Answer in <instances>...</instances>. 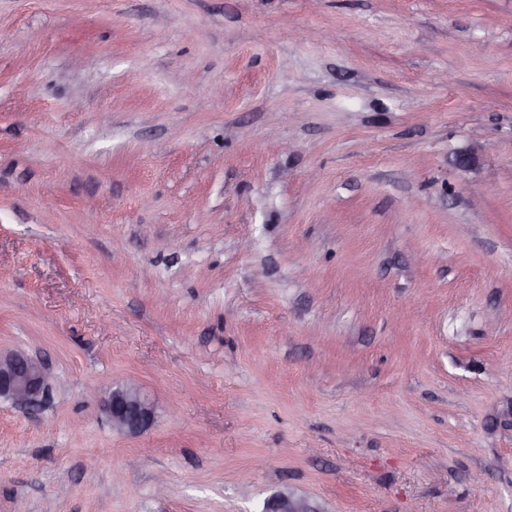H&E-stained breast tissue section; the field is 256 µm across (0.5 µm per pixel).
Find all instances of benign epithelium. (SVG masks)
I'll use <instances>...</instances> for the list:
<instances>
[{
  "instance_id": "benign-epithelium-1",
  "label": "benign epithelium",
  "mask_w": 512,
  "mask_h": 512,
  "mask_svg": "<svg viewBox=\"0 0 512 512\" xmlns=\"http://www.w3.org/2000/svg\"><path fill=\"white\" fill-rule=\"evenodd\" d=\"M51 375L36 357L24 352L0 354V399L18 407H34L45 401ZM112 429L137 435L149 429L155 418L154 406L136 383L113 389L103 404ZM267 512H319L308 500L290 491L277 492L267 504Z\"/></svg>"
}]
</instances>
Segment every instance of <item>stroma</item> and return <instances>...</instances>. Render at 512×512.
I'll list each match as a JSON object with an SVG mask.
<instances>
[{
    "mask_svg": "<svg viewBox=\"0 0 512 512\" xmlns=\"http://www.w3.org/2000/svg\"><path fill=\"white\" fill-rule=\"evenodd\" d=\"M0 351V512H512V0H0ZM51 375L36 357L24 352L0 354V399L18 407H34L45 401ZM112 429L122 434L137 435L149 429L155 418L154 406L136 383L113 389L103 404ZM267 512H319L308 500L290 491L277 492L267 504Z\"/></svg>",
    "mask_w": 512,
    "mask_h": 512,
    "instance_id": "obj_1",
    "label": "stroma"
}]
</instances>
